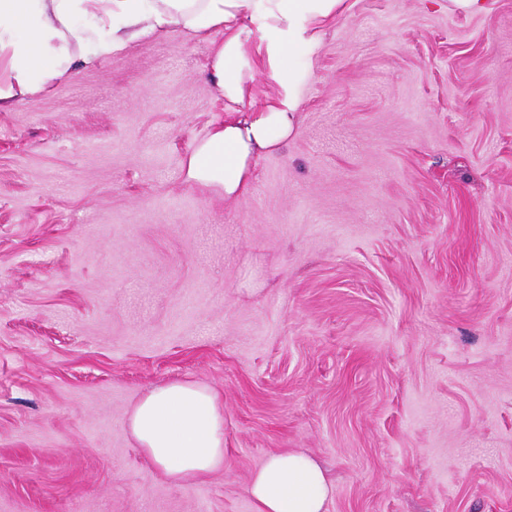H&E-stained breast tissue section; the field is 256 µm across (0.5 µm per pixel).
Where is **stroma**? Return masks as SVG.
<instances>
[{
    "instance_id": "obj_1",
    "label": "stroma",
    "mask_w": 512,
    "mask_h": 512,
    "mask_svg": "<svg viewBox=\"0 0 512 512\" xmlns=\"http://www.w3.org/2000/svg\"><path fill=\"white\" fill-rule=\"evenodd\" d=\"M350 4L237 200L183 174L218 35L0 110V512H254L282 450L325 512H512V0ZM174 380L224 405L191 483L127 428Z\"/></svg>"
}]
</instances>
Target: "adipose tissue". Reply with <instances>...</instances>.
<instances>
[{"label": "adipose tissue", "instance_id": "adipose-tissue-1", "mask_svg": "<svg viewBox=\"0 0 512 512\" xmlns=\"http://www.w3.org/2000/svg\"><path fill=\"white\" fill-rule=\"evenodd\" d=\"M348 0H0V109L32 100L68 78L74 65L92 66L157 32L185 36L223 33L209 80L234 111L264 66L276 91L250 121L215 126L183 164L186 183L226 199L245 194L260 153L291 136L304 79L324 28L343 17ZM256 24L257 44L244 33ZM305 57L289 69V54ZM130 433L146 458L175 483L224 468V407L207 385L173 381L150 390L128 415ZM254 512H325L326 470L311 455L281 451L251 475Z\"/></svg>", "mask_w": 512, "mask_h": 512}]
</instances>
